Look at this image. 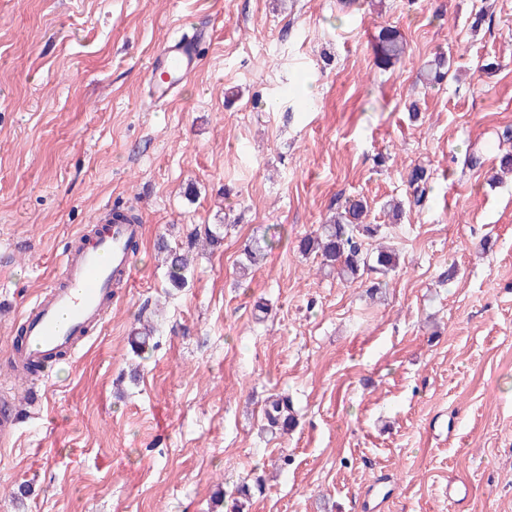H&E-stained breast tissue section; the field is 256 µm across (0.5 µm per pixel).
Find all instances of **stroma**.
Instances as JSON below:
<instances>
[{"label":"stroma","instance_id":"stroma-1","mask_svg":"<svg viewBox=\"0 0 512 512\" xmlns=\"http://www.w3.org/2000/svg\"><path fill=\"white\" fill-rule=\"evenodd\" d=\"M386 26L406 50L382 70ZM199 27L197 70L150 106L153 54ZM439 52L450 72L423 85ZM508 151L512 0H0V353L96 214L144 226L75 358L34 385L0 372L25 416L0 446V512H225L244 482L248 512H359L377 480L395 489L381 512H512ZM418 165L428 200L393 220ZM354 198L401 254L374 296L297 249ZM218 223L171 287L158 238ZM276 395L285 435L264 428ZM267 430L271 433L285 434L294 426L295 418L291 405L286 397L268 401L264 408Z\"/></svg>","mask_w":512,"mask_h":512}]
</instances>
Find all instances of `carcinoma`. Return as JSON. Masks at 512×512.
Returning a JSON list of instances; mask_svg holds the SVG:
<instances>
[{
    "instance_id": "1",
    "label": "carcinoma",
    "mask_w": 512,
    "mask_h": 512,
    "mask_svg": "<svg viewBox=\"0 0 512 512\" xmlns=\"http://www.w3.org/2000/svg\"><path fill=\"white\" fill-rule=\"evenodd\" d=\"M405 54V42L400 32L392 27L380 29L376 42V63L390 67L398 63ZM448 60L444 54L436 55L434 63L425 73L429 83L441 80L447 74ZM429 175L427 170L418 166L413 168L407 182L412 188L411 203L419 206L423 203ZM367 206L362 201H353L344 207L325 224H321L311 233L300 238L299 250L304 254L314 253L321 258V269L327 274H334L345 281H354L364 273L379 272L386 274L399 266V254L383 244L368 252L365 239L374 238L379 233V225L366 224L363 216ZM166 250L168 279L172 287L181 288L186 282V273L190 265L189 251ZM266 247L255 244L245 248L246 263L240 266L242 276L249 275L252 268L258 266L265 258ZM154 327L150 323H141L134 329L133 343L136 350H144L152 339ZM264 416L267 429L273 433L285 434L295 424L291 405L286 397L274 398L265 405Z\"/></svg>"
}]
</instances>
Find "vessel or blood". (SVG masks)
Instances as JSON below:
<instances>
[{"label": "vessel or blood", "instance_id": "b4317fda", "mask_svg": "<svg viewBox=\"0 0 512 512\" xmlns=\"http://www.w3.org/2000/svg\"><path fill=\"white\" fill-rule=\"evenodd\" d=\"M202 42L197 32L172 38L157 49L145 77L153 102L175 96L192 76ZM94 226L91 238L76 235L63 254L57 280L23 311V343L9 347L1 363L23 360L37 365L61 354L75 355L81 337L110 311L115 281L130 280L129 245L141 238L143 226L119 207L102 212Z\"/></svg>", "mask_w": 512, "mask_h": 512}]
</instances>
